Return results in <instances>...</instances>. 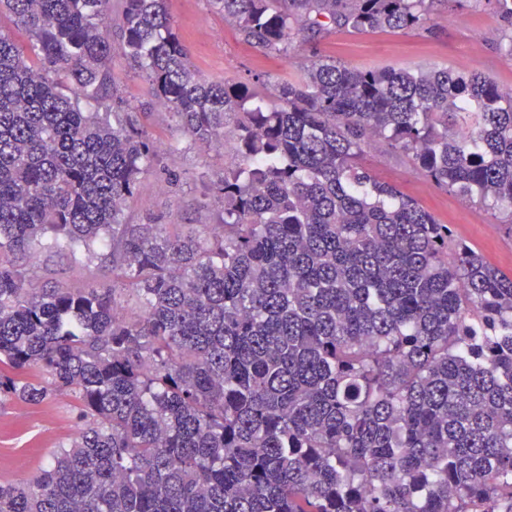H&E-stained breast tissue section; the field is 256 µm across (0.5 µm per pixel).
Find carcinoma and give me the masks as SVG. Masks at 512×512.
Returning <instances> with one entry per match:
<instances>
[{"instance_id":"1","label":"carcinoma","mask_w":512,"mask_h":512,"mask_svg":"<svg viewBox=\"0 0 512 512\" xmlns=\"http://www.w3.org/2000/svg\"><path fill=\"white\" fill-rule=\"evenodd\" d=\"M209 2L277 58L330 24L435 30L433 0ZM116 53L182 133L232 136L219 223L127 222L143 176L180 175ZM370 143L512 229V92L480 74L209 81L166 0H0V398L68 391L80 422L0 512H512V275L378 181ZM96 243L104 280L38 284L36 252ZM112 71L118 78V94L143 112L150 101L149 85L137 70L131 69L118 54L112 58Z\"/></svg>"}]
</instances>
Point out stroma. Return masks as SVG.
<instances>
[{
  "label": "stroma",
  "mask_w": 512,
  "mask_h": 512,
  "mask_svg": "<svg viewBox=\"0 0 512 512\" xmlns=\"http://www.w3.org/2000/svg\"><path fill=\"white\" fill-rule=\"evenodd\" d=\"M167 5L189 50L193 69L208 80L245 81L252 74L264 72L294 78L318 56L357 68L468 71L512 89V60L504 55L512 42V28L502 21L493 0H436L435 32L430 36L414 31L357 34L336 28L321 34L314 45H302L287 59L270 58L242 42L208 0H167ZM112 70L118 79L119 95L133 107H147L149 85L141 73L118 55L112 59ZM146 126L164 147L162 162L178 172L181 181L172 193L163 188L161 173L144 178L127 203L131 221L141 224L146 216L153 215L165 224L204 223V215L194 209L193 203L207 193L225 163L232 160L233 140L201 148L182 134L161 108L151 110ZM362 163L377 180L396 185L439 223L450 225L456 236L490 263L512 274V229L506 224L504 211L462 202L455 193L436 187L393 153L369 148ZM36 273L82 286L103 280L107 270L99 254L82 250L74 256H54ZM78 427L77 411L67 394H56L38 406L0 401V480L29 478L47 469L58 449L70 444Z\"/></svg>",
  "instance_id": "obj_1"
}]
</instances>
